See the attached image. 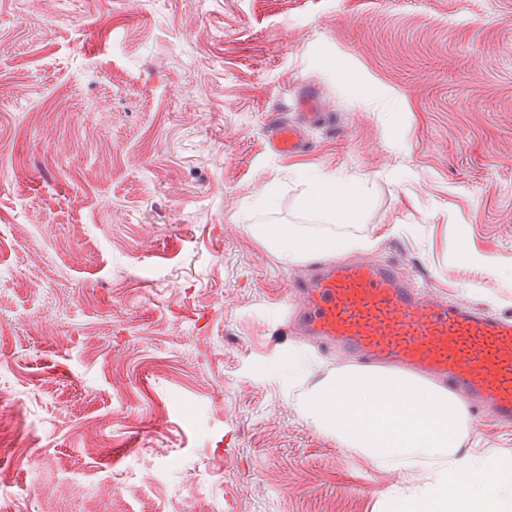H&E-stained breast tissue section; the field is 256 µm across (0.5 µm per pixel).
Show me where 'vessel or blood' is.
<instances>
[{
    "instance_id": "vessel-or-blood-1",
    "label": "vessel or blood",
    "mask_w": 512,
    "mask_h": 512,
    "mask_svg": "<svg viewBox=\"0 0 512 512\" xmlns=\"http://www.w3.org/2000/svg\"><path fill=\"white\" fill-rule=\"evenodd\" d=\"M301 107V123L324 120L318 91ZM268 144L281 156L306 149L299 125L279 119ZM297 286L289 318L300 334L342 344L366 365L445 379L475 406L512 420V319L412 288L394 266L366 260L313 265Z\"/></svg>"
}]
</instances>
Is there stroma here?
I'll return each mask as SVG.
<instances>
[{
	"label": "stroma",
	"mask_w": 512,
	"mask_h": 512,
	"mask_svg": "<svg viewBox=\"0 0 512 512\" xmlns=\"http://www.w3.org/2000/svg\"><path fill=\"white\" fill-rule=\"evenodd\" d=\"M318 85L335 122L267 150ZM366 85L396 104L368 106ZM368 180L364 257L512 318V0H0V512H387L406 475L269 374L294 267L247 195ZM469 441L512 457V423ZM268 144L274 153L281 156L306 150L299 126L280 119H275L270 125Z\"/></svg>",
	"instance_id": "obj_1"
}]
</instances>
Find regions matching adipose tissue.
Listing matches in <instances>:
<instances>
[{"label": "adipose tissue", "mask_w": 512, "mask_h": 512, "mask_svg": "<svg viewBox=\"0 0 512 512\" xmlns=\"http://www.w3.org/2000/svg\"><path fill=\"white\" fill-rule=\"evenodd\" d=\"M295 178L304 190L296 201L305 216L302 224H264L261 216L275 213L280 196L275 183L246 197L242 210L253 218V236L281 263L301 264L311 257H332L372 246L369 236L357 233L365 220L362 190L335 172L318 167L296 170Z\"/></svg>", "instance_id": "ef3b65f1"}]
</instances>
